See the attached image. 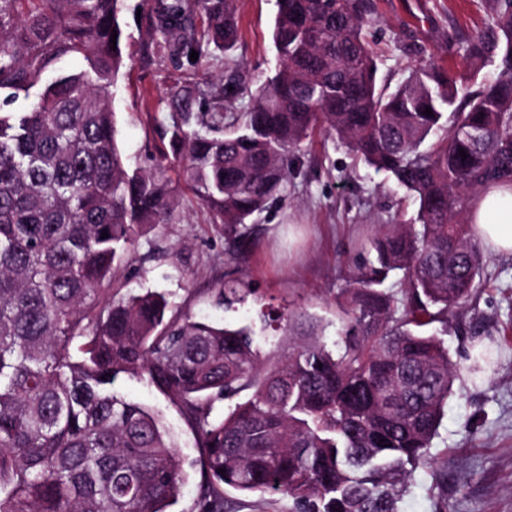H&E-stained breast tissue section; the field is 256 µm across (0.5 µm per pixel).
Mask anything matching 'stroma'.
<instances>
[{
  "label": "stroma",
  "mask_w": 512,
  "mask_h": 512,
  "mask_svg": "<svg viewBox=\"0 0 512 512\" xmlns=\"http://www.w3.org/2000/svg\"><path fill=\"white\" fill-rule=\"evenodd\" d=\"M373 23L367 32L380 57V74L398 82L409 67L430 58L463 69L460 53L448 45L452 30L471 32L490 15L489 0H373ZM122 50L126 66L115 91L114 108L120 143L130 169L153 167L169 150L166 133L171 89L193 83L202 94L193 111L207 112L212 95L226 79L238 77L256 87L274 75L277 55L272 42L276 0H237L239 36L232 50H211L194 68L177 70L167 62L145 61L151 39L136 13L141 0H127ZM300 157L303 175L288 185L284 203L271 205L252 224L254 249L231 263L223 225L190 190L180 192L177 218L138 237L114 281L122 292L164 293L172 305L190 315L220 324L249 325L262 353L286 355L309 342L311 331L333 345L340 313L336 294L351 271L374 257L353 251V240L372 237L378 225L394 216L413 218L416 207L403 193L392 192L385 175L356 163L323 130H315ZM486 280L466 308L448 322V351L465 362L473 352L472 330H480L490 359L480 372L465 375L449 398L430 454L448 464L443 489L432 485L429 468L416 470L400 512H512V255L486 253ZM239 280L244 301L225 306V281ZM288 308L298 319L289 330L265 328L259 311ZM118 393L162 410L174 432L177 453L187 474L173 512H191L200 475L195 436L177 410L147 387L119 380ZM227 512H292L279 494L247 495L225 489Z\"/></svg>",
  "instance_id": "stroma-1"
}]
</instances>
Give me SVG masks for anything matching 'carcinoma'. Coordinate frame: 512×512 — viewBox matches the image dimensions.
Segmentation results:
<instances>
[{
  "instance_id": "1",
  "label": "carcinoma",
  "mask_w": 512,
  "mask_h": 512,
  "mask_svg": "<svg viewBox=\"0 0 512 512\" xmlns=\"http://www.w3.org/2000/svg\"><path fill=\"white\" fill-rule=\"evenodd\" d=\"M125 2L0 0V512L177 503L186 475L165 417L121 397V377L164 396L194 433L192 512H224L226 487L279 493L299 512H398L418 468L443 483L428 449L455 381L485 360H452L444 336L481 285L469 200L512 178V0H491L474 34L448 35L466 70L422 61L393 88L364 35L371 0H279L276 73L254 92L224 88L251 96L250 110L170 113L176 183L161 163L130 171L119 146ZM235 12V0H155L146 59L197 66L191 51L237 40ZM69 57L85 67L61 68ZM317 128L417 206L381 225L375 261L337 293L336 350L313 341L263 358L249 326L112 291L136 239L170 223L180 183L224 225L229 261L248 252L247 220L285 197L286 157ZM261 318L286 330L291 313Z\"/></svg>"
}]
</instances>
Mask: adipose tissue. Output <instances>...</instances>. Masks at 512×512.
I'll return each mask as SVG.
<instances>
[{"instance_id":"1","label":"adipose tissue","mask_w":512,"mask_h":512,"mask_svg":"<svg viewBox=\"0 0 512 512\" xmlns=\"http://www.w3.org/2000/svg\"><path fill=\"white\" fill-rule=\"evenodd\" d=\"M476 238L492 252L512 254V183L482 188L470 203Z\"/></svg>"}]
</instances>
